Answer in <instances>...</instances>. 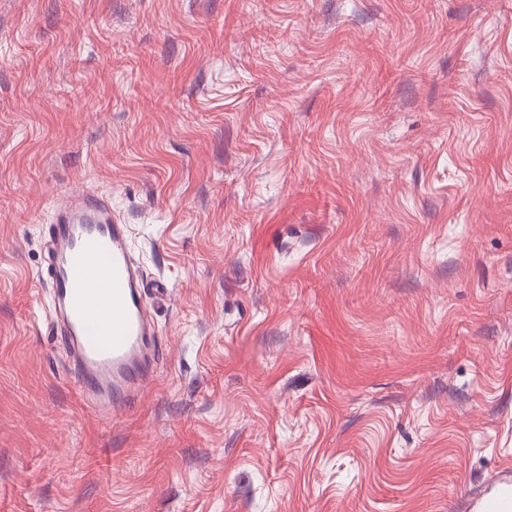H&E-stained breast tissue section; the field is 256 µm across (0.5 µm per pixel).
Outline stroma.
I'll list each match as a JSON object with an SVG mask.
<instances>
[{
	"mask_svg": "<svg viewBox=\"0 0 512 512\" xmlns=\"http://www.w3.org/2000/svg\"><path fill=\"white\" fill-rule=\"evenodd\" d=\"M161 352L49 331L66 195ZM512 487V0H0V512H479ZM77 201L49 226L50 319L70 352L80 395L117 415L132 409L153 381L157 347L147 282L133 262L127 225L102 200Z\"/></svg>",
	"mask_w": 512,
	"mask_h": 512,
	"instance_id": "stroma-1",
	"label": "stroma"
}]
</instances>
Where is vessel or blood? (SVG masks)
<instances>
[{"mask_svg": "<svg viewBox=\"0 0 512 512\" xmlns=\"http://www.w3.org/2000/svg\"><path fill=\"white\" fill-rule=\"evenodd\" d=\"M47 288L52 324L71 356L74 383L108 414L132 409L153 381L157 351L126 225L102 200L79 198L50 225Z\"/></svg>", "mask_w": 512, "mask_h": 512, "instance_id": "1", "label": "vessel or blood"}]
</instances>
